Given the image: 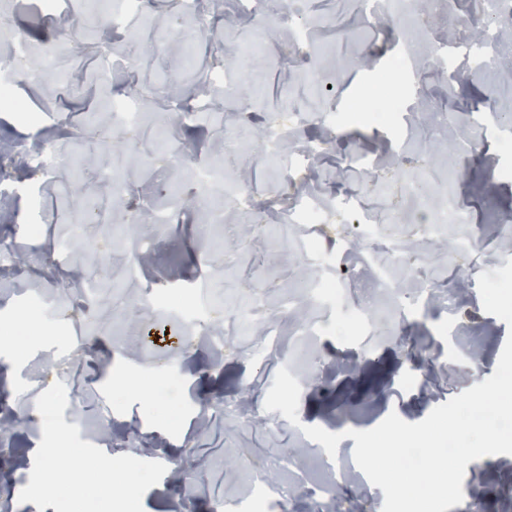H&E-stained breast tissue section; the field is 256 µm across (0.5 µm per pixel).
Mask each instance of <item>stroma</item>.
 Listing matches in <instances>:
<instances>
[{"instance_id":"obj_1","label":"stroma","mask_w":512,"mask_h":512,"mask_svg":"<svg viewBox=\"0 0 512 512\" xmlns=\"http://www.w3.org/2000/svg\"><path fill=\"white\" fill-rule=\"evenodd\" d=\"M293 2L297 12L285 21L276 0H258L249 17L241 14V0H223L218 11L203 0L208 32L202 37L176 0H154L129 20L126 37L114 40L102 21L109 0H55L51 10L35 0H0V81H13L39 116L28 124L0 109V146L18 155L0 181V195L9 200L0 211V248L21 252L20 276L0 281V324L31 316L39 327L21 346L0 335V418L14 423L0 432V481L15 488L0 505L5 512H62L40 485V450L59 440L89 455L85 484L99 495L85 512H311L293 496L294 485L322 486L334 466L352 470L336 481L335 512H382L384 493L357 469L355 441L345 430L372 429L393 412L421 421L494 373L512 330L484 312L477 280L504 267L512 253L493 236L484 249L460 257L438 243L512 223V153L503 150L512 126L499 120L512 113V99L496 94L499 72L482 68L483 53L473 44L461 58L466 81H448L426 67L429 57L456 48L461 5L422 0L421 15L402 29L417 61L399 82L400 110L386 122L352 118V104L372 94L397 40L370 26L359 0ZM309 20L317 25L310 43L267 40L254 62L255 86L225 93L222 72L246 64L230 57V49L251 44L267 27ZM16 34L25 50L13 63L7 55ZM106 38L113 54L131 62L110 76L96 53ZM53 46L54 73L26 80L21 68L37 64L40 51ZM362 54L367 63L329 87L315 83L305 64L313 58L331 71L337 58ZM205 89L213 110L198 122H180L179 106L195 103ZM130 91L142 94L144 117L135 131H88L95 114ZM448 110L475 115L479 132L442 122L439 114ZM272 128L295 146H317L321 156L309 167L303 157L272 154L263 143ZM165 142L186 148L193 163L181 166L175 156L161 155ZM44 153L79 164L60 174L36 168ZM104 165L127 188L125 208L111 203ZM210 167L231 179L203 196L197 182ZM307 180L326 192L331 212L322 231L310 232V251L291 221L306 203ZM242 189L250 196L245 213L235 203ZM428 193L459 196L464 221L428 239L429 257L413 270H394L399 291L387 295L373 269L385 264L393 246L411 247ZM165 206L174 210L170 224L139 229L137 245L153 253L137 264L129 253L128 213ZM213 210L222 212L223 223H208ZM356 213L368 224L399 214L393 243L372 248L358 226L341 235L339 224ZM92 270L102 301L87 319L66 323L59 311L71 303L73 283ZM325 276L343 281L346 292L340 304L318 309L307 288ZM144 288L191 300L216 294L224 314L201 321L189 347L172 346L170 361L159 363L157 344L190 314L140 308L134 295ZM251 290L262 293L271 311L276 341L232 316ZM450 290L451 304L443 298ZM363 308L376 315L371 329L337 331L338 321ZM309 321L319 332L308 338ZM85 336L96 338L98 350L74 361L67 380L35 378L38 361L72 353ZM219 339L220 356L213 347ZM283 367L301 386L296 425L265 409ZM172 377L181 387L164 395ZM76 398L84 400L83 411H74ZM34 408L43 415L38 429L15 424ZM307 426L342 434L335 456L310 442ZM107 458L136 462L140 482L132 497L99 491L98 462ZM464 483L481 491L487 512H512V455L472 461Z\"/></svg>"}]
</instances>
